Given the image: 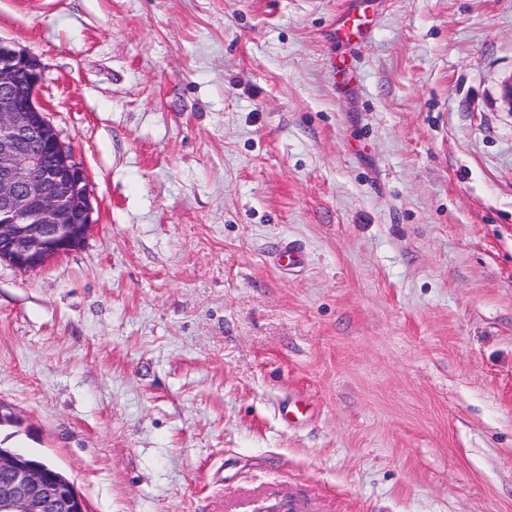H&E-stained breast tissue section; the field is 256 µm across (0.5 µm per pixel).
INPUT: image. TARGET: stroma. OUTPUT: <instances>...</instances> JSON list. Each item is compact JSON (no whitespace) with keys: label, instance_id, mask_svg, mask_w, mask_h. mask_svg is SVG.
<instances>
[{"label":"stroma","instance_id":"1","mask_svg":"<svg viewBox=\"0 0 512 512\" xmlns=\"http://www.w3.org/2000/svg\"><path fill=\"white\" fill-rule=\"evenodd\" d=\"M355 2L0 0L93 207L0 263V446L89 512H512V0H382L340 96ZM372 17L366 11L348 9L336 17L332 39L337 46L355 51L368 42L373 35Z\"/></svg>","mask_w":512,"mask_h":512}]
</instances>
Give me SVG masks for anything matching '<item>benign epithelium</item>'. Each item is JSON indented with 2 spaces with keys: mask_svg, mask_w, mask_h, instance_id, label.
Returning <instances> with one entry per match:
<instances>
[{
  "mask_svg": "<svg viewBox=\"0 0 512 512\" xmlns=\"http://www.w3.org/2000/svg\"><path fill=\"white\" fill-rule=\"evenodd\" d=\"M37 57L0 40V262L46 267L92 227L89 177L38 102ZM0 512H87L51 465L0 449Z\"/></svg>",
  "mask_w": 512,
  "mask_h": 512,
  "instance_id": "benign-epithelium-1",
  "label": "benign epithelium"
}]
</instances>
